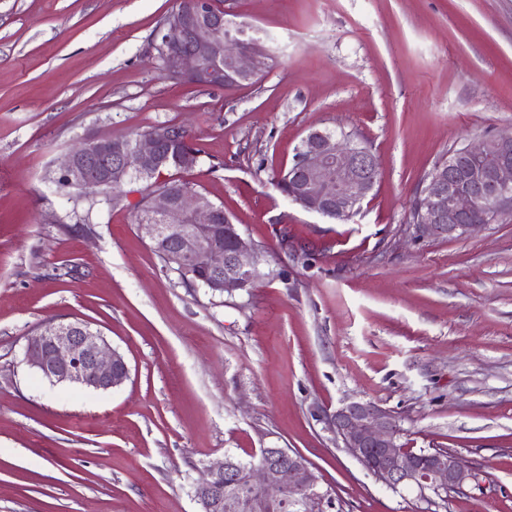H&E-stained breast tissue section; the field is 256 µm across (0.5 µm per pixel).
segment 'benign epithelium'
Here are the masks:
<instances>
[{
  "label": "benign epithelium",
  "mask_w": 512,
  "mask_h": 512,
  "mask_svg": "<svg viewBox=\"0 0 512 512\" xmlns=\"http://www.w3.org/2000/svg\"><path fill=\"white\" fill-rule=\"evenodd\" d=\"M212 7L211 0H193L191 11L176 8L159 27L155 48L164 75L219 87L254 83L268 71L265 42L222 38ZM168 140L164 130L147 131L129 143L86 138L66 153L57 172L78 188L121 187L145 169L161 170ZM460 155L476 163L456 182L448 173ZM460 155L448 156L423 180L411 208L414 238L467 237L512 210V134L483 137L463 146ZM290 167L298 178L288 184L289 200L336 220L361 210L378 174L373 153L331 129L311 131ZM146 213L140 227L151 243L177 234V245L167 250L168 261L175 267L194 263L203 269V286L212 293L231 295L260 277L258 246L230 217H224V225L217 224L216 206L197 192L175 197L157 189L149 196ZM24 361L53 385L108 391L129 377L124 356L82 321L45 323L28 339ZM322 420L348 453L388 487L414 491L425 499L429 492L440 496L474 479L472 468L454 453L426 455L400 447L396 420L371 402H344L324 413ZM236 471L229 456L205 467L204 477L193 486L200 512H255L260 502L285 506L288 494L323 491L308 459L288 448L260 449L258 462L247 471L253 496L224 491V480L236 479Z\"/></svg>",
  "instance_id": "benign-epithelium-1"
}]
</instances>
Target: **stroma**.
<instances>
[{
    "label": "stroma",
    "instance_id": "stroma-1",
    "mask_svg": "<svg viewBox=\"0 0 512 512\" xmlns=\"http://www.w3.org/2000/svg\"><path fill=\"white\" fill-rule=\"evenodd\" d=\"M175 0H0V512H200L204 464L288 448L332 512H512V216L413 239L419 184L449 151L512 132V0H232L276 64L233 89L167 79L153 31ZM186 127L181 173L260 251L233 295L184 285L135 222L139 186L88 207L50 177L87 137ZM378 160L351 221L272 185L314 129ZM80 319L130 375L51 385L23 360ZM391 411L407 448L472 467L428 503L378 482L316 410Z\"/></svg>",
    "mask_w": 512,
    "mask_h": 512
}]
</instances>
